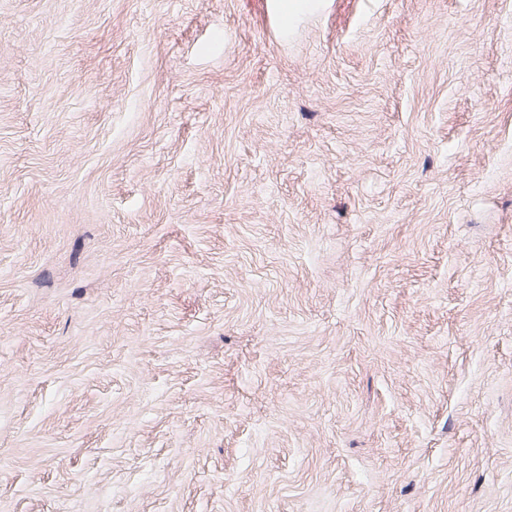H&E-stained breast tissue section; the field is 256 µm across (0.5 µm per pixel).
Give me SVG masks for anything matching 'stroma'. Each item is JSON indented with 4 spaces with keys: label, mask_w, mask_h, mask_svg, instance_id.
I'll return each instance as SVG.
<instances>
[{
    "label": "stroma",
    "mask_w": 512,
    "mask_h": 512,
    "mask_svg": "<svg viewBox=\"0 0 512 512\" xmlns=\"http://www.w3.org/2000/svg\"><path fill=\"white\" fill-rule=\"evenodd\" d=\"M0 512H512V0H0Z\"/></svg>",
    "instance_id": "35a3bbf8"
}]
</instances>
